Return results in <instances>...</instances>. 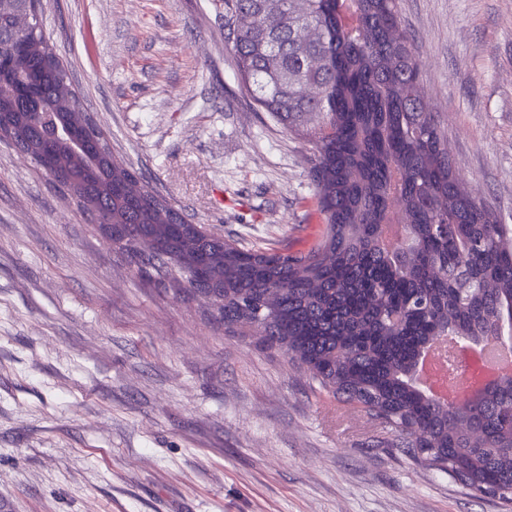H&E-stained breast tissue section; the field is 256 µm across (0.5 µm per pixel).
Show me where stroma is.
Wrapping results in <instances>:
<instances>
[{
	"instance_id": "1",
	"label": "stroma",
	"mask_w": 512,
	"mask_h": 512,
	"mask_svg": "<svg viewBox=\"0 0 512 512\" xmlns=\"http://www.w3.org/2000/svg\"><path fill=\"white\" fill-rule=\"evenodd\" d=\"M465 190L512 225V0H398ZM114 157L209 231L307 252L313 145L247 92L224 0H42ZM113 250L0 143V512H512Z\"/></svg>"
}]
</instances>
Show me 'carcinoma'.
Instances as JSON below:
<instances>
[{"instance_id":"1","label":"carcinoma","mask_w":512,"mask_h":512,"mask_svg":"<svg viewBox=\"0 0 512 512\" xmlns=\"http://www.w3.org/2000/svg\"><path fill=\"white\" fill-rule=\"evenodd\" d=\"M352 5L354 28L339 0H224L248 91L312 137L309 175L326 227L304 254L204 234L153 191L131 190L132 170L55 144L42 113L65 121L81 111V91L38 19L37 36L18 43L25 70L0 61V113L55 151L56 168L96 205L83 212L141 275L207 300L229 328L254 329L258 344L292 355L410 457L511 501L512 378L450 405L413 376L436 336L512 335V226L456 181L398 0Z\"/></svg>"}]
</instances>
